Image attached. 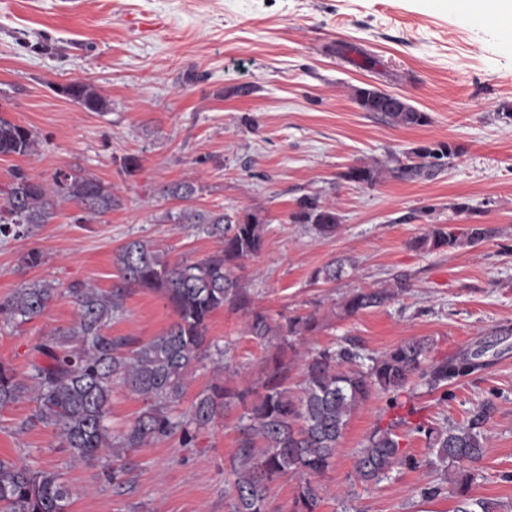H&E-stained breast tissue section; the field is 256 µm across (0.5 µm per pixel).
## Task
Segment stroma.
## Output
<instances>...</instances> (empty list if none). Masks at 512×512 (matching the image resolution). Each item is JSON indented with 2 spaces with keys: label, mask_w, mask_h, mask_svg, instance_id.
Here are the masks:
<instances>
[{
  "label": "stroma",
  "mask_w": 512,
  "mask_h": 512,
  "mask_svg": "<svg viewBox=\"0 0 512 512\" xmlns=\"http://www.w3.org/2000/svg\"><path fill=\"white\" fill-rule=\"evenodd\" d=\"M74 82L95 85L108 110L66 96ZM366 84L402 96L428 123L393 126L363 111L353 90ZM0 117L39 140L34 155L0 156V187L17 167L40 180L73 168L121 199L81 224L65 202L54 223L30 236L0 237V298L37 280L62 291L75 281L109 289L119 275L114 255L133 239L174 263L216 251V238L163 219L182 207L163 187L194 183L198 209L265 216V247L240 274L271 316L317 314L322 326L305 336L307 346L349 340L378 356L427 338L434 360L482 350V368L451 384L448 400L417 386L398 402L439 426L469 422L492 403L472 492L512 512V32L445 0H0ZM437 143L463 153L430 178L387 175L370 187L341 177ZM127 155L140 160L132 176L121 170ZM313 193L341 217L330 236L290 221L298 199ZM459 201L473 214L456 212ZM471 223L496 234L452 250L414 245L430 225ZM32 248L46 262L27 269L20 258ZM334 260L345 261L346 274L314 280ZM400 273L409 290L340 315L347 294L390 287ZM174 319L159 294L137 289L109 332L145 341ZM76 320L63 293L33 322H0V362L26 371L32 347ZM207 339L223 347L231 386L257 384L267 350L249 336L245 315L216 311ZM388 400L372 394L352 415L318 479V512H455L452 492L421 496L435 474L425 441L408 433L401 448L420 468L397 467L378 484L355 481L357 449L397 415ZM32 409L28 401L0 409V457L61 471L70 512H227L242 407L197 432L192 447L174 436L138 449L121 493L99 467L70 465L52 429L19 430Z\"/></svg>",
  "instance_id": "35a3bbf8"
}]
</instances>
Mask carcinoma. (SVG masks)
Wrapping results in <instances>:
<instances>
[{
  "instance_id": "1",
  "label": "carcinoma",
  "mask_w": 512,
  "mask_h": 512,
  "mask_svg": "<svg viewBox=\"0 0 512 512\" xmlns=\"http://www.w3.org/2000/svg\"><path fill=\"white\" fill-rule=\"evenodd\" d=\"M62 92L90 112H104L108 102L97 88L76 82ZM381 95L375 88L357 87L354 97L366 112H380L394 126H422L426 113L411 105L377 108L372 101ZM38 138L28 128L0 117V155L29 156L37 152ZM460 148L438 143L419 146L405 159L392 156L388 165L352 166L342 174L350 182L373 186L384 174L401 179L426 178L457 157ZM197 188L189 182L167 185L163 195L190 200ZM0 236H29L42 224L52 223L63 202H72L83 218L107 213L121 205L112 185L79 170H60L49 181L30 176L18 168L0 190ZM176 224H193L220 240L215 252L197 259L172 263L144 239L131 240L115 253L119 281L103 292L83 282H73L67 293L78 307L73 327L57 329L35 346L36 356L27 370L18 373L0 363V407L24 399L36 403L23 425L52 428L59 447L69 451L73 465H100L115 490L125 484V472L112 468L110 459L126 455L150 443L178 433L183 446L195 432L224 418V411L242 404L238 452L229 492V512H270L268 486L275 478L297 474L290 512H317L321 486L315 478L330 467L346 426L355 410L373 392L390 395L391 405L408 389L412 380L440 393L454 380L482 366L480 351L452 354L429 360L432 343L427 338L398 344L379 356H368L356 347L301 348V337L319 326L316 313L273 318L254 305L251 292L235 273L240 260L259 254L265 246L266 220L256 210L244 208L233 214L185 207L167 213ZM290 220L308 224L321 236L333 234L340 224L335 208L316 194L297 202ZM495 230L484 224L466 228L436 227L416 241L427 250L473 246L492 237ZM346 273L345 262L332 261L314 273V280L336 281ZM163 296L176 319L160 335L147 341L114 337L106 332L109 322L122 315L127 296L135 289ZM58 296L49 281H35L0 299V319L28 323L44 315ZM395 293L388 289H360L341 304V314L354 316L387 303ZM224 307L248 316V335L271 347L265 359V375L256 387L231 389L222 382L211 384L190 408L175 413L191 370L210 359L223 370L224 349L207 341L212 314ZM301 360V379L288 386L286 353ZM121 379L138 395L145 407L127 431L112 435L108 426L112 380ZM491 404L466 425L445 426L413 421L416 410L407 409L385 428L377 427L357 450L354 479L378 484L399 466L417 469L421 462L400 448L404 426L425 438L432 459L428 464L439 482L421 489L431 499L445 486L458 499L457 512H499L500 504L470 495L476 479L472 465L487 447L481 430ZM70 493L58 471L36 469L0 459V512H68Z\"/></svg>"
}]
</instances>
